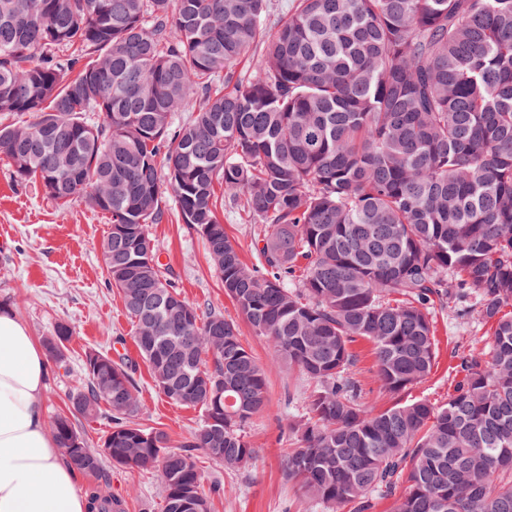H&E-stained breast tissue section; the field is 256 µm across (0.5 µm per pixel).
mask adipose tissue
<instances>
[{
	"mask_svg": "<svg viewBox=\"0 0 512 512\" xmlns=\"http://www.w3.org/2000/svg\"><path fill=\"white\" fill-rule=\"evenodd\" d=\"M49 360L9 308H0V512H87L75 474L43 426Z\"/></svg>",
	"mask_w": 512,
	"mask_h": 512,
	"instance_id": "adipose-tissue-1",
	"label": "adipose tissue"
}]
</instances>
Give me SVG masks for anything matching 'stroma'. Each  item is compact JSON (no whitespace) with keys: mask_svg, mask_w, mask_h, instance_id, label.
I'll return each mask as SVG.
<instances>
[{"mask_svg":"<svg viewBox=\"0 0 512 512\" xmlns=\"http://www.w3.org/2000/svg\"><path fill=\"white\" fill-rule=\"evenodd\" d=\"M162 193L165 215L160 223L151 225L150 233L165 275L201 310L222 313L236 322L243 344L265 370L268 382L270 404L246 429L258 450L254 462L244 469L227 471L206 456L198 458L210 512H318L287 481L283 469L284 457L294 441L289 423L298 413L309 382L288 370L272 346L241 318L224 293L203 240L179 221L170 188H163ZM218 214L242 260L256 264L247 216L226 197ZM109 224V214L90 210L80 202L55 207L40 185L19 178L8 160H0V305L13 309L37 340H44L60 322L72 330L67 369L49 370L44 394V423L48 426L57 415L66 413L70 394L84 386L81 361L85 351L136 352L133 324L119 293L110 286L102 262ZM434 320V368L425 380L403 393L405 401L445 403L457 379L458 353L466 345L480 346L488 339L485 327L475 320L458 318L452 311L436 312ZM352 350L357 358L355 374L364 387L367 404L378 410L391 407L392 398L381 393L373 380L370 343L357 340ZM133 378L142 401L137 422L164 429L171 446L179 447L201 424L202 410L175 404L158 394L146 363H138ZM92 481L119 498L125 512H161L163 487L157 471L108 464ZM92 481L77 477L75 487L84 491Z\"/></svg>","mask_w":512,"mask_h":512,"instance_id":"35a3bbf8","label":"stroma"}]
</instances>
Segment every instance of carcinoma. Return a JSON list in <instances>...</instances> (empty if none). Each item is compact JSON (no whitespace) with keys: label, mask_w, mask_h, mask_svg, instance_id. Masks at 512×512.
<instances>
[{"label":"carcinoma","mask_w":512,"mask_h":512,"mask_svg":"<svg viewBox=\"0 0 512 512\" xmlns=\"http://www.w3.org/2000/svg\"><path fill=\"white\" fill-rule=\"evenodd\" d=\"M292 2L268 30L271 0H0V112L33 117L0 127V159L111 216L103 261L139 356L159 393L204 412L171 448L134 422L135 361L94 349L70 413L104 405L111 431L91 450L59 415L53 435L86 477L158 469L162 512H209L195 452L231 471L257 456L264 369L160 271L163 167L224 293L314 383L288 481L326 512L396 493L394 512H512V0ZM176 112L191 117L174 130ZM218 185L254 224L256 266L217 217ZM447 307L491 328L458 356L448 402L371 408L352 344L371 342L396 398L431 373ZM71 336L59 322L44 339L59 367ZM85 494L88 512H124Z\"/></svg>","instance_id":"cac0c4a2"}]
</instances>
